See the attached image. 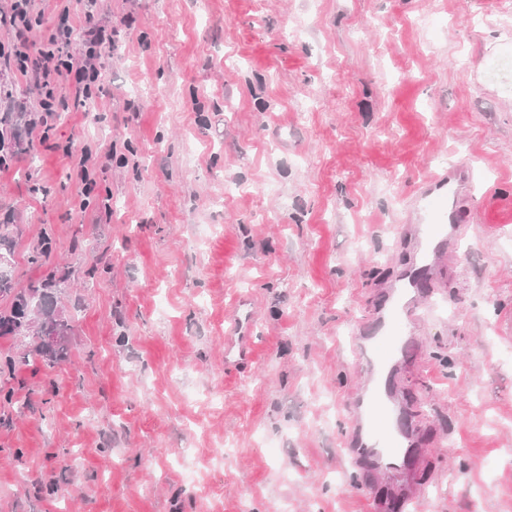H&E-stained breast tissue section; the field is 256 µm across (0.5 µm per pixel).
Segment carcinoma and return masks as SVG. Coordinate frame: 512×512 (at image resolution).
<instances>
[{"instance_id":"obj_1","label":"carcinoma","mask_w":512,"mask_h":512,"mask_svg":"<svg viewBox=\"0 0 512 512\" xmlns=\"http://www.w3.org/2000/svg\"><path fill=\"white\" fill-rule=\"evenodd\" d=\"M56 292L57 285L51 279L20 290L16 288L12 267L0 271V297L12 298L10 310L0 312V337L24 336L30 332L36 339L33 352L7 361L9 369L31 364L33 354L48 368L67 358V343L73 327L68 319L56 313ZM43 336L53 337V343L44 344Z\"/></svg>"}]
</instances>
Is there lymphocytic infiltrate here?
<instances>
[{
	"label": "lymphocytic infiltrate",
	"mask_w": 512,
	"mask_h": 512,
	"mask_svg": "<svg viewBox=\"0 0 512 512\" xmlns=\"http://www.w3.org/2000/svg\"><path fill=\"white\" fill-rule=\"evenodd\" d=\"M84 25L74 29L71 0H56L52 17L37 9L36 0H9L0 8V26L12 34L0 44V78L13 75L38 92L39 118L19 128L34 139L60 113L99 94L105 80V57L118 35L111 21L100 18L98 0H81Z\"/></svg>",
	"instance_id": "f902f5d3"
}]
</instances>
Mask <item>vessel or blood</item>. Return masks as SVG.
<instances>
[{"mask_svg":"<svg viewBox=\"0 0 512 512\" xmlns=\"http://www.w3.org/2000/svg\"><path fill=\"white\" fill-rule=\"evenodd\" d=\"M469 189L455 165L425 177L411 202L418 222L413 258L389 285L374 322L355 328L354 349L366 359L363 385L350 406L354 429L362 438L358 454L394 475L408 468L413 445L408 412L399 397L400 363L416 345L412 325L422 298L432 296L447 276L446 258L459 238L455 200ZM253 319L251 300L238 299L234 316L224 326L225 366L253 362Z\"/></svg>","mask_w":512,"mask_h":512,"instance_id":"1","label":"vessel or blood"}]
</instances>
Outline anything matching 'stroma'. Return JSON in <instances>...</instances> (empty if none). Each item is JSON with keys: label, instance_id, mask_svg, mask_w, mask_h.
Segmentation results:
<instances>
[{"label": "stroma", "instance_id": "35a3bbf8", "mask_svg": "<svg viewBox=\"0 0 512 512\" xmlns=\"http://www.w3.org/2000/svg\"><path fill=\"white\" fill-rule=\"evenodd\" d=\"M104 91L0 169L17 287L65 281V361L0 373V512H373L345 453L355 325L407 260L428 172L467 232L419 334L411 512H512V0H100ZM296 23V36L284 35ZM115 145L110 220L61 150ZM47 246L48 264L31 261ZM253 302L256 359L224 365ZM227 460H220L222 449Z\"/></svg>", "mask_w": 512, "mask_h": 512}]
</instances>
